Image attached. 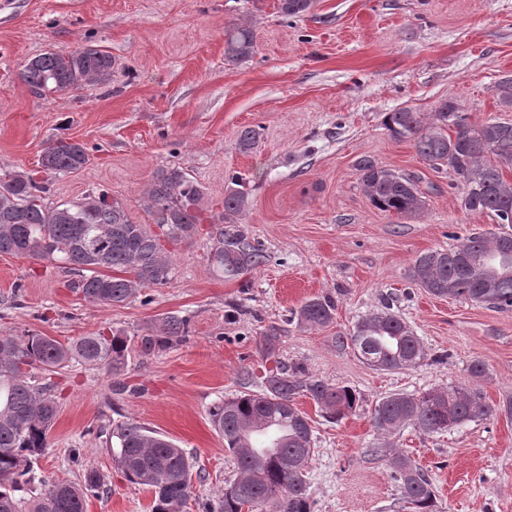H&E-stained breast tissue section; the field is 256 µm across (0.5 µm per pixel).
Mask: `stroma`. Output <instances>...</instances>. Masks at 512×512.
<instances>
[{
    "label": "stroma",
    "mask_w": 512,
    "mask_h": 512,
    "mask_svg": "<svg viewBox=\"0 0 512 512\" xmlns=\"http://www.w3.org/2000/svg\"><path fill=\"white\" fill-rule=\"evenodd\" d=\"M234 24L249 26L257 43L240 64L224 58V30ZM87 46L111 54L110 83L39 96L24 82L34 56ZM506 76L512 0H314L289 20L278 0H0V173L38 171L56 139L84 143L89 164L52 178L48 202L102 190L140 224L153 221L143 191L160 168L188 170L216 214L237 177L250 200L239 223L266 254L256 270L227 278L212 270L210 241L199 233L174 247L167 285L121 306L85 301L63 265L0 256V336L30 330L66 344L98 332L137 334L170 314L189 321L179 345L130 351L124 376L78 360L37 373L53 384L58 411L18 498L35 496L45 480L81 485L94 473L103 487L88 492L85 512H150L151 492L125 479L109 441L113 425L131 418L192 458L186 512H202L235 477L209 410L260 390L270 363L259 343L275 327L282 362L350 386L366 402L336 423L312 400L297 401L314 431L315 512H401L395 451L429 474L440 512H512V420L385 434L369 410L392 393L469 381L490 404L512 397V312L432 296L410 277L420 253L498 225L466 211L453 175L383 125L388 112L431 113L444 100L477 122H512L495 92ZM246 127L258 139L244 152L237 137ZM362 156L418 175L422 211L406 218L375 208L354 169ZM327 293L337 301L332 325L292 322V310ZM386 306L420 337L427 356L419 366L376 371L335 343ZM476 360L487 375L474 381Z\"/></svg>",
    "instance_id": "stroma-1"
}]
</instances>
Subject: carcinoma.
Wrapping results in <instances>:
<instances>
[{
    "label": "carcinoma",
    "mask_w": 512,
    "mask_h": 512,
    "mask_svg": "<svg viewBox=\"0 0 512 512\" xmlns=\"http://www.w3.org/2000/svg\"><path fill=\"white\" fill-rule=\"evenodd\" d=\"M313 0H279L284 19L308 12ZM251 28L225 31L224 59L245 62L256 53ZM112 77V55L93 47L67 54L45 52L25 65V83L42 95L85 84L105 85ZM496 96L512 110V77L501 79ZM385 128L397 141H409L429 166L448 168L462 186L466 210L486 213L503 227L489 235L474 232L449 249L419 254L411 279L429 294L464 298L500 310H512V184L503 167L512 168V122H476L452 100L426 114L410 107L389 112ZM89 162L86 147L58 139L45 148L41 179L24 171L0 177V255L49 260L78 273L73 288L90 302L121 304L145 288L169 281L171 256L165 243L194 239L207 221L201 184L179 166L161 168L144 192L154 224L133 221L125 204L108 193L88 194L79 202H46L49 177L72 173ZM355 168L370 202L379 210L406 217L423 207L420 178L385 168L364 156ZM249 205L239 178L224 188V212L213 222L209 262L227 277L259 267L263 251L238 225ZM114 274L109 275L107 271ZM336 300L322 295L305 301L294 313L298 324L324 328L334 322ZM188 320L167 315L142 335L117 331L82 336L70 344L29 331L0 336V512H85L87 492L101 488L93 473L85 484L51 482L25 504L15 497L19 478L30 474L48 448L58 406L52 386L38 384L29 370L65 367L71 360L105 366L123 374L129 349L151 354L185 339ZM375 370L420 364L426 353L414 330L390 308L357 320L349 333L335 337ZM306 397L321 416L339 422L363 402L357 390L329 384L300 367H276L264 377V389L222 399L209 410L210 421L234 456L237 476L206 512H313L308 466L315 453L307 414L296 406ZM502 412L512 417V400L497 407L466 384L428 389L419 394L392 393L375 403L374 427L390 433L413 425L425 435L487 419ZM115 462L127 480L153 493L151 512H177L193 493V465L185 451L134 419L112 428ZM395 479L410 512H436V495L425 471L410 458H395Z\"/></svg>",
    "instance_id": "cac0c4a2"
}]
</instances>
